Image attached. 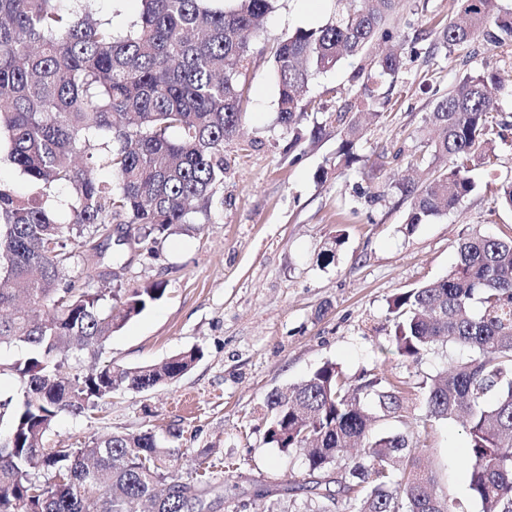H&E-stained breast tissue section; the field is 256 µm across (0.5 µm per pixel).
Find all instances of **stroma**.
I'll return each mask as SVG.
<instances>
[{
	"mask_svg": "<svg viewBox=\"0 0 512 512\" xmlns=\"http://www.w3.org/2000/svg\"><path fill=\"white\" fill-rule=\"evenodd\" d=\"M344 8L342 0H278L262 32L251 39L252 64L239 138L224 146L230 167L212 204L213 221L183 226L158 239L151 253L117 252L113 241L91 237L70 274L90 288H138L164 282L155 305L127 323L102 349L63 357L69 377L116 363L150 365L197 347L187 373L147 392L119 391L92 417L60 414L52 440L80 448L96 437L153 431L174 448L183 475L211 469L224 482L213 512H269L276 485L304 480V458L266 444V395L300 382L325 362L351 383L370 375L416 391L423 380L464 357L438 345L415 363L389 353L394 321L390 298L444 277L457 243L472 229L512 235V211L495 189L512 179V46L475 37L451 48L422 41L424 57L406 58L390 102L356 147L359 163L320 180L338 147L335 128L316 142L289 148L276 122L278 88L269 47L300 28H317ZM461 0H399L390 23L406 38L459 21ZM354 59L342 60L309 85L315 106L335 111L359 91ZM493 72L504 81L496 118L494 169H475V192L457 210L407 229L410 200L398 189L411 176L435 99L469 74ZM345 241L334 263L321 252L336 235ZM439 492L479 507L467 493L461 422L436 423L427 436Z\"/></svg>",
	"mask_w": 512,
	"mask_h": 512,
	"instance_id": "obj_1",
	"label": "stroma"
}]
</instances>
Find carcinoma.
<instances>
[{
  "mask_svg": "<svg viewBox=\"0 0 512 512\" xmlns=\"http://www.w3.org/2000/svg\"><path fill=\"white\" fill-rule=\"evenodd\" d=\"M72 2L63 10L58 0H0V147L28 182L25 192L0 183V346L28 351L0 366L23 383L21 397L0 400V512H140L144 504L204 512L206 496L224 501V483L204 472L183 477L175 449L149 430L83 448L46 445L61 413L88 415L114 392L151 390L192 369L202 351L72 378L54 360L102 347L165 293L156 281L116 306L112 294L76 287L68 268L86 235L136 224L146 249L160 234L210 223L229 167L224 144L245 115L246 34L263 27L276 0H140L123 33L97 15V0ZM396 2L359 0L273 44L278 122L291 144L304 137L311 80L359 56L360 96L311 130L315 137L336 124V167L358 160L364 116L380 117L379 85L396 78L405 56L421 55L420 37L402 39L388 23ZM464 2L465 22L438 28V44L512 42V10L500 0ZM501 90L496 74L481 73L437 98L426 121V175L400 186L411 198L407 230L457 209L476 188L473 168L495 165ZM388 312L394 353L407 362L438 344L470 350L423 382L417 420L426 429L463 419L470 499L480 512H512V236L460 238L448 275L395 294ZM406 402L383 378L349 384L333 362L269 393L266 443L300 452L308 468L304 482L281 484L289 512H463L437 492L424 464L433 449L412 434L373 432L378 418L401 417Z\"/></svg>",
  "mask_w": 512,
  "mask_h": 512,
  "instance_id": "cac0c4a2",
  "label": "carcinoma"
}]
</instances>
